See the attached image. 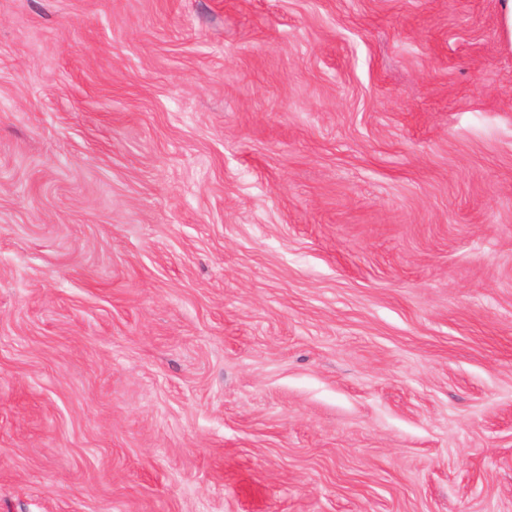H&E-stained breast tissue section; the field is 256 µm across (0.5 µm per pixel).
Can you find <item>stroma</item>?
<instances>
[{"instance_id": "obj_1", "label": "stroma", "mask_w": 512, "mask_h": 512, "mask_svg": "<svg viewBox=\"0 0 512 512\" xmlns=\"http://www.w3.org/2000/svg\"><path fill=\"white\" fill-rule=\"evenodd\" d=\"M0 512H512L498 0H0Z\"/></svg>"}]
</instances>
